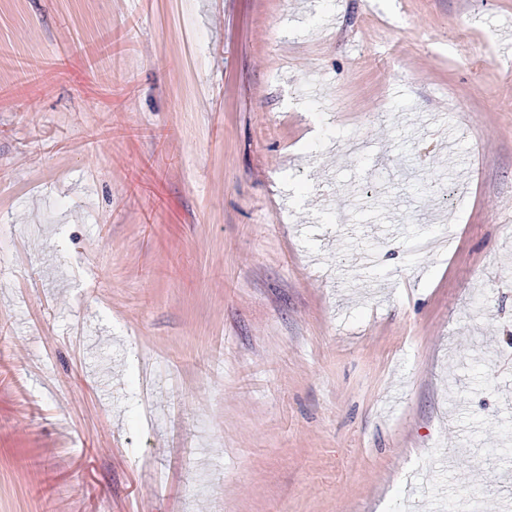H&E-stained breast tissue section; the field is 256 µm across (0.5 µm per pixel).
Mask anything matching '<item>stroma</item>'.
<instances>
[{
  "mask_svg": "<svg viewBox=\"0 0 512 512\" xmlns=\"http://www.w3.org/2000/svg\"><path fill=\"white\" fill-rule=\"evenodd\" d=\"M512 512V0H0V512Z\"/></svg>",
  "mask_w": 512,
  "mask_h": 512,
  "instance_id": "1",
  "label": "stroma"
}]
</instances>
